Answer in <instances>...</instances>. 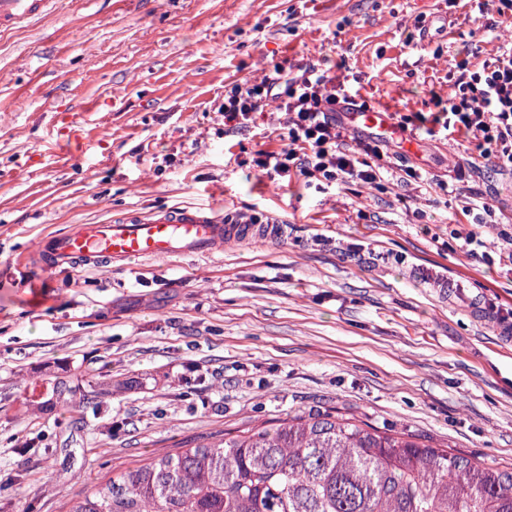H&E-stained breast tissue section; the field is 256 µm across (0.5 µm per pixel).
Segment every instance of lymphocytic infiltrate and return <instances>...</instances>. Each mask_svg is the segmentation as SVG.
Returning <instances> with one entry per match:
<instances>
[{"label": "lymphocytic infiltrate", "mask_w": 512, "mask_h": 512, "mask_svg": "<svg viewBox=\"0 0 512 512\" xmlns=\"http://www.w3.org/2000/svg\"><path fill=\"white\" fill-rule=\"evenodd\" d=\"M278 102L287 115L281 145L258 152L253 164L268 177L297 176L333 183L356 180L383 189L384 155L373 141H359V153L344 149L347 129L338 117L354 104L344 84L331 83L317 68L294 74L277 65L258 80L234 83L220 112L228 129L250 128L257 112ZM439 127L478 140L498 171L512 172V45L474 71L461 74Z\"/></svg>", "instance_id": "lymphocytic-infiltrate-1"}]
</instances>
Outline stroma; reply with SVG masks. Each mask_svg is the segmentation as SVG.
I'll list each match as a JSON object with an SVG mask.
<instances>
[{"label":"stroma","instance_id":"35a3bbf8","mask_svg":"<svg viewBox=\"0 0 512 512\" xmlns=\"http://www.w3.org/2000/svg\"><path fill=\"white\" fill-rule=\"evenodd\" d=\"M498 7L63 0L0 34V512H66L116 465L294 412L512 464V174L442 130L389 141L383 192L272 179L252 159L279 146L284 113L231 131L219 112L277 64L325 69L373 108L447 111L462 69L512 39ZM419 21L428 36L405 43ZM469 199L499 218L481 254L452 234ZM177 205L266 211L284 233L123 269L24 262L43 235Z\"/></svg>","mask_w":512,"mask_h":512}]
</instances>
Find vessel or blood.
Wrapping results in <instances>:
<instances>
[{
    "label": "vessel or blood",
    "instance_id": "1",
    "mask_svg": "<svg viewBox=\"0 0 512 512\" xmlns=\"http://www.w3.org/2000/svg\"><path fill=\"white\" fill-rule=\"evenodd\" d=\"M57 0H0V32L19 30L45 18ZM345 125L381 136L392 130L388 110H351ZM280 230L271 224H247L231 214L216 215L193 207L162 209L143 217L136 213L100 224H78L66 232L40 239L37 254L42 268L108 264L120 268L136 259L174 254L209 255L236 239H272Z\"/></svg>",
    "mask_w": 512,
    "mask_h": 512
}]
</instances>
